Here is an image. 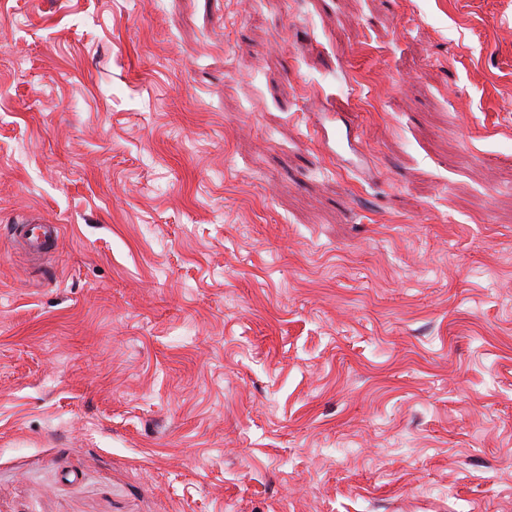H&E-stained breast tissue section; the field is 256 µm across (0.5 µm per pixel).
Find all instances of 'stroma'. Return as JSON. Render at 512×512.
<instances>
[{
	"label": "stroma",
	"instance_id": "35a3bbf8",
	"mask_svg": "<svg viewBox=\"0 0 512 512\" xmlns=\"http://www.w3.org/2000/svg\"><path fill=\"white\" fill-rule=\"evenodd\" d=\"M510 170L499 0H0V512H512ZM13 223L8 225L7 237L13 245L22 243L32 254L46 253L60 237L59 225L37 224L27 215L17 216Z\"/></svg>",
	"mask_w": 512,
	"mask_h": 512
}]
</instances>
